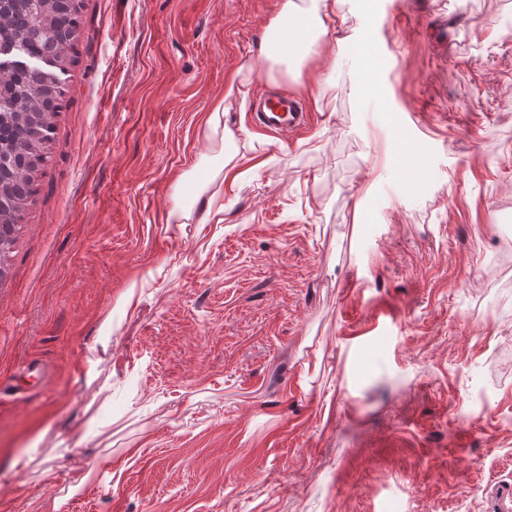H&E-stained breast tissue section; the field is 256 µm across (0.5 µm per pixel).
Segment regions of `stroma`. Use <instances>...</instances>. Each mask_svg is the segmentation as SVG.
<instances>
[{
	"label": "stroma",
	"mask_w": 512,
	"mask_h": 512,
	"mask_svg": "<svg viewBox=\"0 0 512 512\" xmlns=\"http://www.w3.org/2000/svg\"><path fill=\"white\" fill-rule=\"evenodd\" d=\"M282 3L84 0L0 283V512H491L512 485V0H339L300 64L262 52ZM284 90L311 126L254 129ZM361 60L368 84L376 86L384 71L392 65V60L386 53L379 51L370 43L361 51Z\"/></svg>",
	"instance_id": "1"
}]
</instances>
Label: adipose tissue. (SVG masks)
I'll return each mask as SVG.
<instances>
[{
    "mask_svg": "<svg viewBox=\"0 0 512 512\" xmlns=\"http://www.w3.org/2000/svg\"><path fill=\"white\" fill-rule=\"evenodd\" d=\"M337 0H314L309 11L296 9L293 0H284L280 12L268 25L269 40L264 53L273 59L288 56L301 59L327 35L328 24L336 16Z\"/></svg>",
    "mask_w": 512,
    "mask_h": 512,
    "instance_id": "ef3b65f1",
    "label": "adipose tissue"
}]
</instances>
